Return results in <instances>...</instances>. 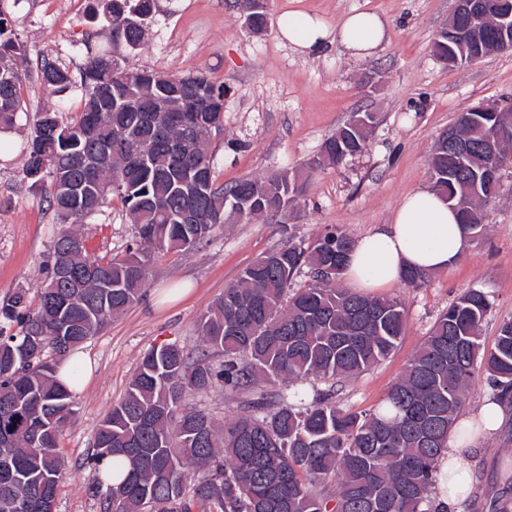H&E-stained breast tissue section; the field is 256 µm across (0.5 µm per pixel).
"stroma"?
Masks as SVG:
<instances>
[{
	"mask_svg": "<svg viewBox=\"0 0 512 512\" xmlns=\"http://www.w3.org/2000/svg\"><path fill=\"white\" fill-rule=\"evenodd\" d=\"M454 6V0H268V25L254 35L233 0H156L145 43L123 48L121 60L170 75L199 69L227 87L224 129L209 148L217 184L286 170L306 180L307 190L278 216L223 224L195 249L155 254L142 300L81 344L96 369L75 393L77 413L59 442L65 469L56 512H102L88 493L97 475L87 456L100 421L124 396L148 350L174 342L199 355L201 316L244 267L284 239L304 245L330 226L361 240L389 223L405 194L432 188L434 142L459 112L481 102L512 108V52L458 67L433 54L434 38ZM292 10L314 13L331 28L346 14L374 12L388 22V41L362 60L336 43L305 56L280 35L279 21ZM0 11L29 49L22 67L26 112L7 128L9 146L0 153L1 299L40 283L43 260L63 229L48 207L46 188L32 186L24 173L22 148L37 114L56 101L38 81L36 62L54 59L76 75L88 47L111 48L112 38L97 0H0ZM356 111L378 118L367 151L335 166L320 163L324 140ZM78 231L94 258H122L136 240L117 198ZM470 287L483 289L492 304L481 336L485 347H493L501 322L512 318V166L503 170L500 192L486 209L484 234L467 240L452 267L428 274L420 287L399 281L386 289L405 306V334L386 360L338 385L337 406L377 409L438 315ZM510 460L512 407L491 449L470 463L472 492L462 512H488L491 498L502 493Z\"/></svg>",
	"mask_w": 512,
	"mask_h": 512,
	"instance_id": "35a3bbf8",
	"label": "stroma"
}]
</instances>
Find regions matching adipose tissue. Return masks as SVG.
Returning a JSON list of instances; mask_svg holds the SVG:
<instances>
[{
  "label": "adipose tissue",
  "mask_w": 512,
  "mask_h": 512,
  "mask_svg": "<svg viewBox=\"0 0 512 512\" xmlns=\"http://www.w3.org/2000/svg\"><path fill=\"white\" fill-rule=\"evenodd\" d=\"M279 29L302 52L315 53L335 42L356 58L371 56L386 38L385 20L373 12L346 15L332 30L316 15L294 11L281 18ZM465 244L458 214L447 198L418 190L402 198L389 224L360 240L345 274L357 288L374 294L391 287L405 270L431 273L450 267ZM504 420V407L493 398L458 418L443 456L446 484L436 499L444 512H460L471 492L466 474L476 452L474 442L491 441Z\"/></svg>",
  "instance_id": "obj_1"
}]
</instances>
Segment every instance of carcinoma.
Wrapping results in <instances>:
<instances>
[{
  "mask_svg": "<svg viewBox=\"0 0 512 512\" xmlns=\"http://www.w3.org/2000/svg\"><path fill=\"white\" fill-rule=\"evenodd\" d=\"M112 53L87 50L80 71L83 104L70 122L59 109L39 112L25 147L33 183L50 176L49 206L64 224H82L110 196L120 198L137 226L134 250L118 261L92 258L81 234L68 229L53 241L36 298L17 289L0 302V512H50L63 476L60 437L76 415L73 392L55 377L63 360L113 316L137 302L150 279L151 255L184 251L214 228L248 222L255 210L231 214L227 199L249 193L274 216L304 192L283 172L215 184L208 154L224 127V84L196 71L168 75L122 65L120 47L144 42L142 17L155 0H104ZM24 40L0 12V126L23 111ZM38 77L54 94L73 77L43 58ZM348 124L327 138L321 159L338 164L367 150L371 127ZM512 128L511 112H462L460 156L440 137L431 154L433 191L457 213L469 238L485 230L484 207L500 179L486 176V138ZM356 247L330 226L310 244L285 240L245 267L206 311L200 333L224 355L214 364L178 345L147 352L125 396L98 425L88 463L111 459L125 468L91 493L104 512H439L437 462L467 400L469 385L487 375L496 398L512 405V318L502 321L486 349L480 327L486 294L468 288L436 318L428 336L370 413L336 407L335 386L288 396L268 391L311 380L353 379L397 347L406 311L397 298L366 296L340 285ZM70 280L57 279V266ZM308 267L312 283L295 278ZM244 396L236 417L219 426L188 405L193 391L216 385ZM192 486H187L188 480Z\"/></svg>",
  "mask_w": 512,
  "mask_h": 512,
  "instance_id": "carcinoma-1",
  "label": "carcinoma"
}]
</instances>
